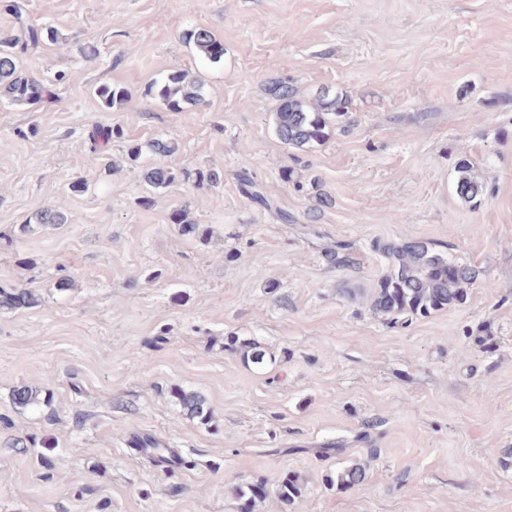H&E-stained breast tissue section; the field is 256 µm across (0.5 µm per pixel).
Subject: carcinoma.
<instances>
[{"label": "carcinoma", "mask_w": 512, "mask_h": 512, "mask_svg": "<svg viewBox=\"0 0 512 512\" xmlns=\"http://www.w3.org/2000/svg\"><path fill=\"white\" fill-rule=\"evenodd\" d=\"M7 10L13 16L12 30L0 38V98L13 105L35 106L53 100L50 87L40 78L25 72L19 57L28 52H37L60 39L59 30L49 25L30 21L23 0H11ZM182 38L194 52L204 60L218 64L224 60V45L206 27H196L182 34ZM200 78L187 71H173L162 82L152 83L146 94H157L167 107L181 111L183 106L201 107L205 104ZM269 92L276 101L274 112L275 133L282 144L293 149H309L327 141L334 128L348 115V100L324 91L315 99L307 101L298 91L281 81L271 83ZM96 96L108 109L123 108L129 101V92L110 84H101L95 89ZM177 150L174 141L153 138L145 143L128 147L127 158L138 163L142 156H170ZM253 162L246 161L238 173L239 189L247 198L273 212L282 224H294L297 218L282 209L273 207L268 197L255 182L251 172ZM457 195L468 203L478 202L483 196L484 186L473 173V165L462 159L457 165ZM192 180L197 186L214 183L219 174L211 169L174 170L165 166L146 169L143 180L153 189L166 188L179 179ZM42 226L66 223L59 209L47 208L35 216ZM380 250L392 260L390 272L381 278L371 297L370 307L374 314L392 324H406L412 316L427 317L434 312L464 303L467 288L477 277V271L468 266L448 261L437 249V244L421 240H406L401 243H385ZM353 246L338 242L324 251L329 264L345 267L352 263ZM34 294L27 289H5L0 287V307L22 309L32 305ZM174 398L181 409L191 418L211 419L205 400L195 392L177 391ZM37 402L36 390L31 386L18 388L13 394V403L26 407ZM149 460L157 465L174 463L170 449L148 437L141 439ZM367 470L360 463L343 469L337 484L342 489L360 488L366 484ZM303 480L297 474L285 476L279 484L280 500L291 506L301 497ZM239 497L247 506V512H255L264 495L250 483L240 488Z\"/></svg>", "instance_id": "cac0c4a2"}]
</instances>
